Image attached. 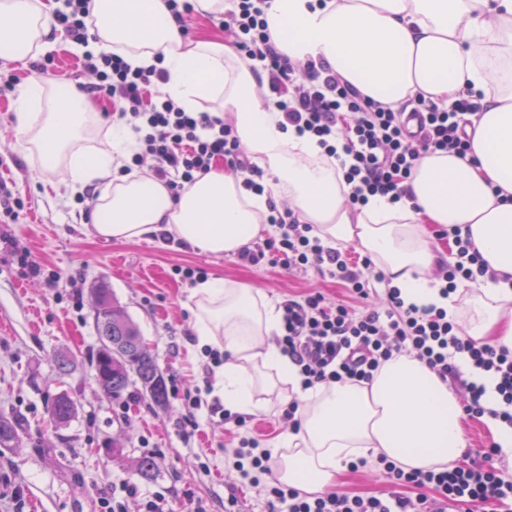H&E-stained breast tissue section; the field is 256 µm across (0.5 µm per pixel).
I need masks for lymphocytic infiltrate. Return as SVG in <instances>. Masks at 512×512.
Listing matches in <instances>:
<instances>
[{"mask_svg": "<svg viewBox=\"0 0 512 512\" xmlns=\"http://www.w3.org/2000/svg\"><path fill=\"white\" fill-rule=\"evenodd\" d=\"M224 28L242 59L253 61L266 101L281 112L286 125L317 139L327 156H339V165L351 190L350 205L366 204L381 195L399 202L403 184L417 160L428 151H453L466 157V134L460 114L474 110L468 96L452 109L417 98L411 112L417 122L409 129L402 113L363 98L325 61L294 64L272 43L264 10L256 0H230ZM82 68L94 82L84 91L92 98L115 103L118 118L126 120L137 139L131 157L134 166L145 159L156 162L155 176L179 197L186 184L206 174L216 160L244 172L245 185L262 192V170L252 165L223 117L209 111L188 112L162 95L163 68L131 65L114 52L87 55ZM344 139L336 149V139ZM273 229L261 249H242V262L261 260L282 266L292 274L315 271L335 278L349 291L351 302L332 301L318 290L288 298L283 305V332L278 343L296 365L304 388L320 383L370 381L380 364L398 354H411L444 380L461 389L464 415H490L512 427V350L478 345L466 338L456 318L434 305L405 303L400 289L370 257L349 260L340 247L315 236L313 227L299 223L293 210L276 209L269 218ZM451 261L440 262L434 277L442 296L459 285L482 282L488 267L466 239L455 238ZM465 363L474 379L462 378ZM492 379L498 404L487 409L485 379ZM492 444L483 464L463 462L444 470L406 471L379 457L358 459V466L374 464L393 490L362 496L328 491L306 496L273 480L272 452L259 439L242 434L229 454L240 477L260 487L269 512H512V475L496 466L501 454Z\"/></svg>", "mask_w": 512, "mask_h": 512, "instance_id": "lymphocytic-infiltrate-1", "label": "lymphocytic infiltrate"}]
</instances>
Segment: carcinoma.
I'll return each mask as SVG.
<instances>
[{"label":"carcinoma","mask_w":512,"mask_h":512,"mask_svg":"<svg viewBox=\"0 0 512 512\" xmlns=\"http://www.w3.org/2000/svg\"><path fill=\"white\" fill-rule=\"evenodd\" d=\"M93 292L99 346L92 353V362L102 392L118 398L128 387L138 384L152 402H165L168 392L164 377L156 358L143 344L138 325L124 312L110 288L101 284ZM74 412L75 402L67 394L56 396L49 406L50 417L59 425L69 422ZM20 433L17 419L0 415V448L16 447Z\"/></svg>","instance_id":"cac0c4a2"}]
</instances>
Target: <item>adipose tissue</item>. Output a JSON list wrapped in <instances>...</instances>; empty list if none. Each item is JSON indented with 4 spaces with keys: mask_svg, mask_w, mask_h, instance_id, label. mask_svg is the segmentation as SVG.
Masks as SVG:
<instances>
[{
    "mask_svg": "<svg viewBox=\"0 0 512 512\" xmlns=\"http://www.w3.org/2000/svg\"><path fill=\"white\" fill-rule=\"evenodd\" d=\"M63 0H0V57L15 48L39 55L52 44ZM98 32L89 52L110 49L135 66L161 64L162 92L185 111L208 102L223 113L247 154L264 170L262 194L241 173L214 166L172 199L152 174L122 173L135 148L125 121L109 127V146L79 141L95 110L56 79L32 78L16 91L19 145L43 166L61 167L60 185L92 189L88 219L99 238L135 242L168 231L215 256L258 237L269 201H288L300 223L326 242L357 244L373 256L408 303L457 313L476 344L512 349V0H270L274 43L291 62L323 58L361 93L393 111L423 95L451 106L473 88L478 108L462 124L470 160L429 152L417 162L398 203L375 195L350 207L335 160L316 139L282 129V116L259 94L254 74L234 46L203 36L184 42L167 0H92ZM47 103L43 112L36 103ZM459 232L497 275L460 302L439 295L426 273L436 263L429 225ZM196 346L226 357L214 389L225 408L268 409L267 398L298 400L301 425L277 464L281 483L305 494L335 485L345 464L386 457L404 470H441L466 441L455 392L414 356L384 362L371 381L306 389L277 344L282 311L263 290L211 278L193 289Z\"/></svg>",
    "mask_w": 512,
    "mask_h": 512,
    "instance_id": "ef3b65f1",
    "label": "adipose tissue"
}]
</instances>
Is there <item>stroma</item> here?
<instances>
[{
    "instance_id": "1",
    "label": "stroma",
    "mask_w": 512,
    "mask_h": 512,
    "mask_svg": "<svg viewBox=\"0 0 512 512\" xmlns=\"http://www.w3.org/2000/svg\"><path fill=\"white\" fill-rule=\"evenodd\" d=\"M49 55L44 77L92 82L76 43L60 39ZM32 63L29 57L0 58V157L8 164L0 174L12 179L14 196L24 202L15 221L0 223V415L17 416L23 424L19 446L0 450V512H97L105 493L123 500L127 512H139L138 501L123 491L128 483L143 495L162 489L168 497L200 502L207 512H224L231 496L241 512H268L264 495L243 485L224 453L234 423L202 416L199 432L188 440L177 429L184 414L179 398L203 386L206 359L190 347L192 288L173 268L200 266L208 276L262 289L280 303L311 288L341 300L344 288L312 270L293 277L266 261L246 266L233 253L216 257L157 238H95L81 220L85 203L59 196L55 175L19 149L16 90L35 76ZM24 252L59 273L58 285L32 276L18 260ZM101 282L138 324L156 358L166 405L133 388L115 400L100 391L89 357L98 347L90 289ZM63 356L70 361L64 370L58 367ZM62 393L77 410L59 425L48 404ZM114 445L122 456L111 455ZM142 457L154 462L151 478L135 470Z\"/></svg>"
}]
</instances>
